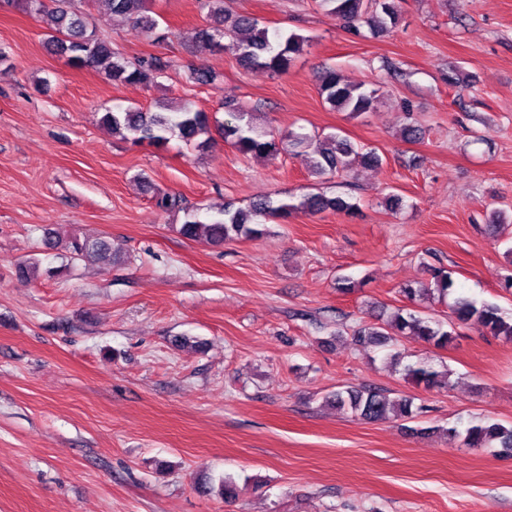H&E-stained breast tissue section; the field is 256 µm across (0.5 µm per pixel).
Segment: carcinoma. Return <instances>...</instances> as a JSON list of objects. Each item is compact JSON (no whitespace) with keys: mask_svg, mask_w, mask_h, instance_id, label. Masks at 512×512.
Segmentation results:
<instances>
[{"mask_svg":"<svg viewBox=\"0 0 512 512\" xmlns=\"http://www.w3.org/2000/svg\"><path fill=\"white\" fill-rule=\"evenodd\" d=\"M114 16L130 19L155 43L169 39L166 32L157 31L159 21L152 16L148 0H101ZM318 6L336 20V24L352 33L366 26L375 33L386 32L399 22V0H316ZM200 7L207 10L209 25L200 33L201 42L209 47L221 39H230L241 64L249 69L264 70L272 74L288 73L292 63L307 43L306 37L270 28L252 16L233 15L224 9V0H199ZM28 8L35 19L49 26L48 46L65 57L73 68L102 67L114 85L141 84L149 86L162 77L169 62L157 55L128 60L112 48V43L100 36L79 9L75 0H28ZM187 79L195 85H210L217 75L204 66L189 68ZM321 97L331 108L359 116L369 111L376 102L379 89L368 88L362 83L350 82L334 69L319 76ZM99 121L114 132L126 133L135 144H147L156 148L166 146L174 136L200 149L210 147L212 132H218L225 143L242 156L276 157L282 150L283 141L293 146H302L309 151L310 168L319 177L349 174L356 163L377 164L380 157L373 151L361 153L346 138L336 134H307L291 132L280 136L275 130H261L253 123L252 113H231V120L211 125L209 115L202 110L167 112L143 111L132 107L115 105L103 112ZM327 210L352 216L357 206L342 197L329 198L323 195H308L297 203L274 200L262 196L246 207L236 208L227 204L221 210L205 217L195 212L186 213L179 233L195 240L205 238L219 245L239 237H254L261 234L258 225L268 221H286L297 211L310 215ZM65 249L72 260H99L110 255L109 240L98 237H68ZM431 280L418 286H406L401 293L407 300L435 297L452 298L449 304L451 316L457 323L473 325L486 334L512 339V316L489 302H478L456 293L451 273L435 268ZM391 328L397 336H418L426 343L445 348L456 336L455 329L448 324L418 310L404 314L398 312L391 320ZM358 345H383L392 340L382 327L361 325L354 330ZM405 378L418 387L431 389L447 384L446 378L422 361L403 366ZM328 401L337 408L350 412L366 422H379L389 416L413 421L421 408L411 398H390L371 387H347L328 396ZM463 444L469 448H498L504 454H512V425L505 426L489 418L472 421L458 432Z\"/></svg>","mask_w":512,"mask_h":512,"instance_id":"obj_1","label":"carcinoma"}]
</instances>
